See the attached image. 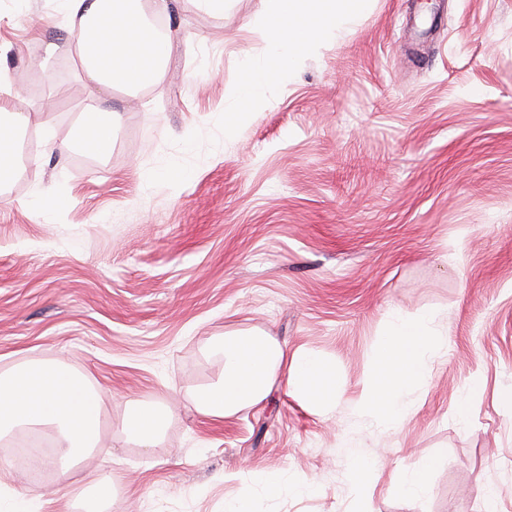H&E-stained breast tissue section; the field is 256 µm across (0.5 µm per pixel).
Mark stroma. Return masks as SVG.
<instances>
[{"label":"stroma","mask_w":512,"mask_h":512,"mask_svg":"<svg viewBox=\"0 0 512 512\" xmlns=\"http://www.w3.org/2000/svg\"><path fill=\"white\" fill-rule=\"evenodd\" d=\"M372 0L232 132L224 114L265 0H142L171 51L159 81L99 91L55 0H0V74L33 137L0 191V373L61 362L103 394L98 476L110 512H224L281 474L316 492L257 512H512V0ZM56 45L45 56L42 41ZM112 153L69 143L93 100ZM58 201L48 210L41 194ZM434 315L424 389L395 426L359 403L399 317ZM256 328L336 366L322 416L274 386L221 422L194 407L224 332ZM173 417L160 444L121 431L136 405ZM353 449L370 465L350 477ZM431 465V491L400 478ZM0 486L76 512L82 471Z\"/></svg>","instance_id":"obj_1"}]
</instances>
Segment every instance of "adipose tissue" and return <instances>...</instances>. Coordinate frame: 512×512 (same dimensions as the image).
Here are the masks:
<instances>
[{"label": "adipose tissue", "mask_w": 512, "mask_h": 512, "mask_svg": "<svg viewBox=\"0 0 512 512\" xmlns=\"http://www.w3.org/2000/svg\"><path fill=\"white\" fill-rule=\"evenodd\" d=\"M371 0H265L254 25L265 33L262 55H245L242 78L233 91L235 111L225 113V129L244 118L243 108L260 106L273 85L286 84L297 61L335 40L369 8ZM138 0H59L64 26L78 35L77 47L86 79L111 90L154 82L170 51L168 39L147 24ZM96 122L74 146L105 156L112 150L111 109L91 110ZM16 108L0 106V183L14 176L19 141L14 131ZM441 348L434 317L424 314L397 319L376 351V370L365 384L361 400L373 418L398 423L411 407L407 395L423 388L431 357ZM223 357L220 377L200 387L195 408L219 421L260 403L275 381L301 399L309 412L325 414L336 407V367L315 352L287 350L277 339L253 329L225 332L215 344ZM103 398L84 377L60 363L25 364L0 375V437L33 425L54 429V463L69 479L72 459L84 461L93 473V447L99 439ZM172 417L170 409L133 407L122 423L128 441L153 448Z\"/></svg>", "instance_id": "adipose-tissue-1"}]
</instances>
